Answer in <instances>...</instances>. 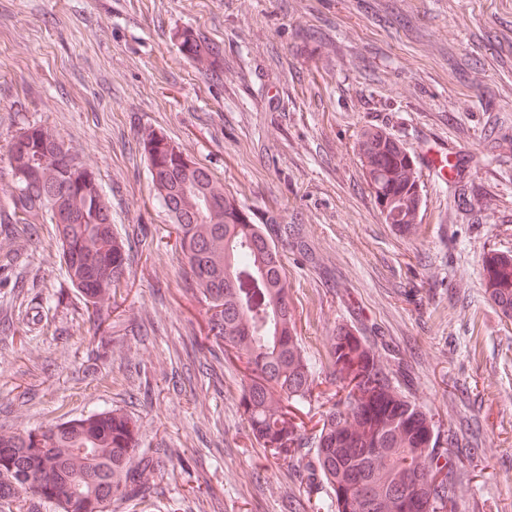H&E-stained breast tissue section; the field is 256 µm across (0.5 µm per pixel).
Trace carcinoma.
I'll use <instances>...</instances> for the list:
<instances>
[{"label": "carcinoma", "instance_id": "1", "mask_svg": "<svg viewBox=\"0 0 512 512\" xmlns=\"http://www.w3.org/2000/svg\"><path fill=\"white\" fill-rule=\"evenodd\" d=\"M199 73L224 71V50L192 29L176 32ZM151 183L175 230V250L204 303L201 343L246 371L241 404L255 442L278 460L301 455L296 410L311 403L316 372L297 332L279 244L303 246L297 224H255L211 172L165 134H142ZM363 177L385 223L400 235L416 230L421 207L414 157L377 127L358 142ZM8 203L0 224L25 237L40 224L55 228L66 280L94 307H121L116 288L128 254L92 173L47 128L27 123L8 149ZM486 288L512 317V255L491 254ZM327 356L330 384L342 395L321 418L313 442L316 472L332 495L314 512H413L421 501L437 512L455 495L448 449L435 423L405 396L388 359L362 336L340 327ZM12 449L0 458V512H103L131 498L164 462L161 449L138 448L136 420L121 409L90 413L23 434H0Z\"/></svg>", "mask_w": 512, "mask_h": 512}]
</instances>
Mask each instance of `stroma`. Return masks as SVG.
Wrapping results in <instances>:
<instances>
[{
    "label": "stroma",
    "instance_id": "obj_1",
    "mask_svg": "<svg viewBox=\"0 0 512 512\" xmlns=\"http://www.w3.org/2000/svg\"><path fill=\"white\" fill-rule=\"evenodd\" d=\"M224 50L200 74L175 33ZM323 47L309 58L302 37ZM89 168L130 261L121 313L66 281L52 225L0 270V433L120 408L166 465L112 512H288L326 486L311 452L252 441L243 368L199 345L206 317L168 233L139 140L167 135L254 223L298 224L283 246L297 331L319 378L337 327L404 362L401 390L459 434L443 512H512V319L483 278L512 254V0H0V171L23 124ZM378 127L419 169L414 235L375 206L358 139Z\"/></svg>",
    "mask_w": 512,
    "mask_h": 512
}]
</instances>
